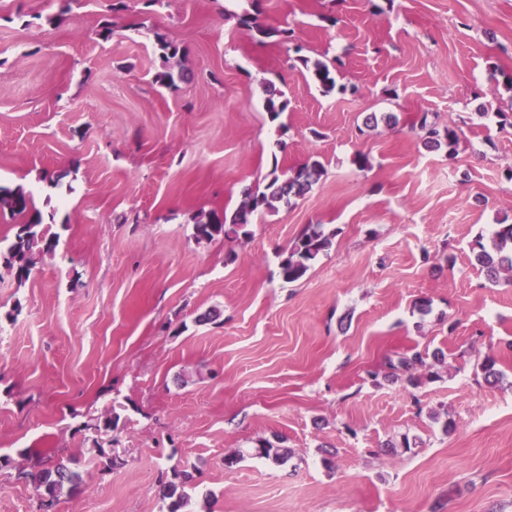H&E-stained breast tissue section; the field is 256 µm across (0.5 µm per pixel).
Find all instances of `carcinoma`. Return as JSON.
I'll use <instances>...</instances> for the list:
<instances>
[{
	"instance_id": "cac0c4a2",
	"label": "carcinoma",
	"mask_w": 512,
	"mask_h": 512,
	"mask_svg": "<svg viewBox=\"0 0 512 512\" xmlns=\"http://www.w3.org/2000/svg\"><path fill=\"white\" fill-rule=\"evenodd\" d=\"M314 80L329 93L336 87V80L329 66L320 62L314 64ZM271 119L276 120L287 108V101L269 92L264 104ZM412 128L418 130V136L425 148L439 150L447 148L453 155L459 143V129L437 122V116L423 112L416 116ZM323 174V166L318 161L307 162L280 175L271 173V180L265 189L247 187L242 192L243 200L236 211H212L201 217L194 225L197 241H212L218 237L249 238L250 226L254 218L264 210L273 207L275 202L290 203L291 199L302 197L318 183ZM0 207L7 208L15 220L17 231L14 240L5 250H0V262L15 271L18 279L29 277L31 265L29 254L35 247L51 251L56 246L55 237L48 235L42 228V218L36 211L30 193L21 188L13 190L0 187ZM331 245L330 236L318 226H307L297 238L288 256L279 263V276L293 283L305 276L312 263ZM475 264L485 272L492 283L500 281L503 274L512 273V224L499 223L492 232L489 241L478 238L471 247ZM433 362L420 352L402 353L397 358L386 359L388 373L384 379L400 380L416 388L423 379L435 376L433 363L443 361L438 352L432 354ZM257 456L279 462L290 456V450L282 448L268 440L257 445ZM22 478L32 482L39 491L40 507L43 512H51L58 504L62 493L73 495L81 487L82 475L72 470L62 459L37 457L31 461L29 469L21 471ZM180 481H169L162 486L164 499L168 500V512H189L187 507L190 496L186 487L192 485V473L184 470L178 474Z\"/></svg>"
}]
</instances>
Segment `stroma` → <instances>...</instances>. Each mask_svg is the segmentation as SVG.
<instances>
[{"label":"stroma","instance_id":"1","mask_svg":"<svg viewBox=\"0 0 512 512\" xmlns=\"http://www.w3.org/2000/svg\"><path fill=\"white\" fill-rule=\"evenodd\" d=\"M61 3L0 0V186L57 238L25 281L0 264V512H41L35 453L82 475L55 512H167L185 469L192 512H512V283L470 252L512 223V0ZM423 112L460 129L455 155L424 148ZM310 159L321 180L251 238L195 240ZM310 224L332 245L284 282ZM435 348L418 388L368 377ZM278 436L291 459L255 455Z\"/></svg>","mask_w":512,"mask_h":512}]
</instances>
